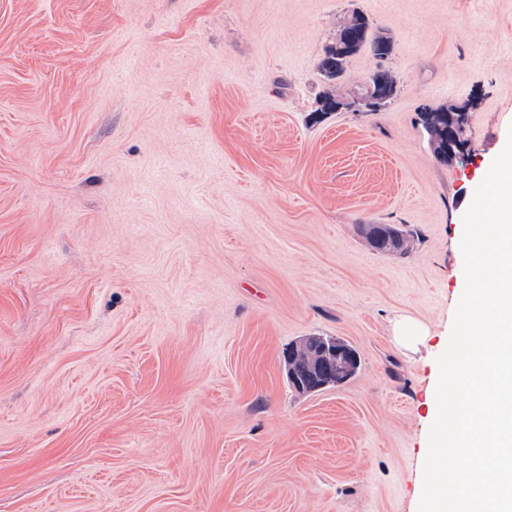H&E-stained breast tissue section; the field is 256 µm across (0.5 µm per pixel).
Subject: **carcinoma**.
I'll use <instances>...</instances> for the list:
<instances>
[{"label": "carcinoma", "instance_id": "cac0c4a2", "mask_svg": "<svg viewBox=\"0 0 512 512\" xmlns=\"http://www.w3.org/2000/svg\"><path fill=\"white\" fill-rule=\"evenodd\" d=\"M362 48L370 50L377 59V66L365 79L358 96L369 100L374 97V91L379 89L389 99H394L398 94V85L395 77L384 66V61L393 52V42L387 36L372 34L368 19L357 11L352 12L336 37V44L325 53L319 64L324 82L328 85L339 82L349 58ZM474 109L475 105L470 102L463 106H424L420 110L421 125L428 134L445 130L448 128V113L452 112L455 114L453 134L461 143L467 145L471 132L470 114ZM362 231L367 238H376L373 242L374 248L384 253L404 251L405 243L414 236L412 230L393 224H365Z\"/></svg>", "mask_w": 512, "mask_h": 512}]
</instances>
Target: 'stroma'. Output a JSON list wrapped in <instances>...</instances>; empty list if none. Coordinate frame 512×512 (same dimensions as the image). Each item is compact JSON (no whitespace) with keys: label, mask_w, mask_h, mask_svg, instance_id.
Returning a JSON list of instances; mask_svg holds the SVG:
<instances>
[{"label":"stroma","mask_w":512,"mask_h":512,"mask_svg":"<svg viewBox=\"0 0 512 512\" xmlns=\"http://www.w3.org/2000/svg\"><path fill=\"white\" fill-rule=\"evenodd\" d=\"M355 11L398 95L323 112ZM470 99L443 162L420 109ZM511 133L512 0H0V512H418ZM309 336L356 375L296 391ZM362 231L371 241L374 248L379 252H403L404 245L414 233L411 229L403 228L402 225L393 224H365ZM377 235L378 239L373 241V236Z\"/></svg>","instance_id":"1"}]
</instances>
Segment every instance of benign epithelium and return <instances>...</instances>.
<instances>
[{
    "instance_id": "1",
    "label": "benign epithelium",
    "mask_w": 512,
    "mask_h": 512,
    "mask_svg": "<svg viewBox=\"0 0 512 512\" xmlns=\"http://www.w3.org/2000/svg\"><path fill=\"white\" fill-rule=\"evenodd\" d=\"M441 142L443 154L453 158L465 154V147L451 133H445ZM354 360L353 353L334 341L324 343L317 349L302 342L285 355L290 381L300 392H309L335 382L336 374L348 371Z\"/></svg>"
}]
</instances>
